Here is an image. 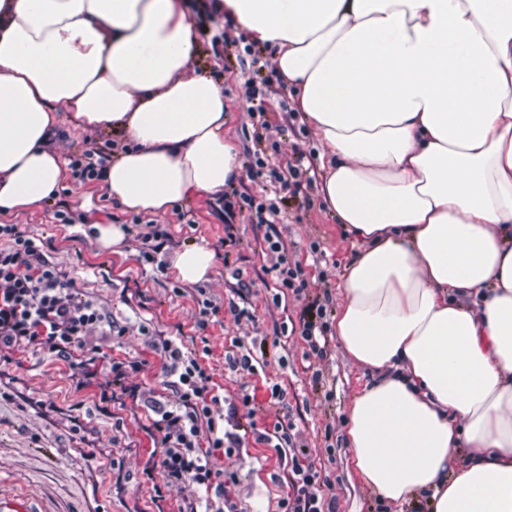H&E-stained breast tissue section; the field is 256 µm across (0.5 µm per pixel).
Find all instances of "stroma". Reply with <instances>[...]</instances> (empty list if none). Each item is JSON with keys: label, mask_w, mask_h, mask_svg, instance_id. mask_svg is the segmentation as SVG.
<instances>
[{"label": "stroma", "mask_w": 512, "mask_h": 512, "mask_svg": "<svg viewBox=\"0 0 512 512\" xmlns=\"http://www.w3.org/2000/svg\"><path fill=\"white\" fill-rule=\"evenodd\" d=\"M227 36L230 43L218 55L211 32H204L196 72L223 86L230 110L225 129L241 152L242 171L228 190L269 201L275 197L271 172L285 176L294 166L312 181L289 197L276 223H257L249 207L238 210L232 244L225 242L224 222L213 209L215 195L203 192L166 214L150 216L121 208L108 197L103 180L83 181L70 173L55 198L29 211L0 215V224L19 225L40 239L44 254L71 280L78 296L95 300L105 319L122 330L118 336L92 332L87 346L144 364L126 380L137 387V396L104 403L100 392L112 383L107 370L80 389L65 362L23 350L0 357V512L25 507L30 512H184L190 506L203 512L205 494L199 486L185 483L160 500L154 480L144 472L154 446L145 404L169 406L178 399L164 384L163 360L144 334L148 328L172 339L193 338L202 352L201 365L213 376L218 425L231 418L260 428L290 423L295 446L323 481L320 496L334 500L335 512H413L421 503L411 497L387 504L354 475L345 424L362 371L347 359L334 329L326 330L315 350L294 330L312 302L325 304L328 316H335L353 241L319 196L324 175L319 139L299 112L284 117L278 111L289 93L272 99L268 115L272 121L285 120L284 131L270 142L254 140L260 116L243 96L237 59L245 42L235 30ZM57 120L58 136L50 148L67 162L90 145L107 148L120 140L109 129L76 126L67 112L58 113ZM258 156L264 167L255 166ZM62 205L70 215H83V222L63 223L56 216ZM149 222L169 225L174 237L154 262L141 256ZM95 223L124 226L120 251L100 246L91 229ZM268 233L278 234L288 264L302 268L303 290H282L270 273L278 255L266 249ZM195 243L216 255L214 268L198 287L180 282L172 268L176 253ZM202 295L218 305V313L203 314ZM235 336L252 351H264L265 363L254 373L225 369L224 351ZM275 385L283 391L276 405L270 402ZM247 394L253 400L246 405ZM216 466L235 478L231 495L240 512H280L283 490L274 448L248 435L241 448L218 454Z\"/></svg>", "instance_id": "35a3bbf8"}]
</instances>
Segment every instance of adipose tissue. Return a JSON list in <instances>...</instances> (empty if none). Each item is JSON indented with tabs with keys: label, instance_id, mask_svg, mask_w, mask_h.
<instances>
[{
	"label": "adipose tissue",
	"instance_id": "ef3b65f1",
	"mask_svg": "<svg viewBox=\"0 0 512 512\" xmlns=\"http://www.w3.org/2000/svg\"><path fill=\"white\" fill-rule=\"evenodd\" d=\"M274 48L357 252L336 336L363 368L358 479L430 512H512V0H216ZM187 0H0V210L55 195V115L119 128L104 182L163 214L239 175ZM213 250L177 252L207 279Z\"/></svg>",
	"mask_w": 512,
	"mask_h": 512
}]
</instances>
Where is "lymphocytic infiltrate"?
<instances>
[{
  "label": "lymphocytic infiltrate",
  "instance_id": "1",
  "mask_svg": "<svg viewBox=\"0 0 512 512\" xmlns=\"http://www.w3.org/2000/svg\"><path fill=\"white\" fill-rule=\"evenodd\" d=\"M102 324L94 302L74 294L71 281L46 258L34 237L17 225L0 224V351L26 347L73 364L81 387L98 370L108 369L113 387L102 390L100 399L109 402L116 399L129 373L140 371L142 365L87 347L86 336ZM157 346L163 353L165 384L176 389L179 399L171 408L155 409L156 437L145 473L160 475L170 491L192 482L205 492H216V500L207 501L206 512H237L213 459L217 451L239 447V437L226 431L204 444L198 439L200 424L216 426L213 407L219 398L210 392L212 376L183 343L162 337ZM290 431V425L279 421L272 429L255 433L256 442L291 452L279 477L287 489L280 501L282 512H322L324 504L313 490L318 475L306 455L292 452Z\"/></svg>",
  "mask_w": 512,
  "mask_h": 512
}]
</instances>
